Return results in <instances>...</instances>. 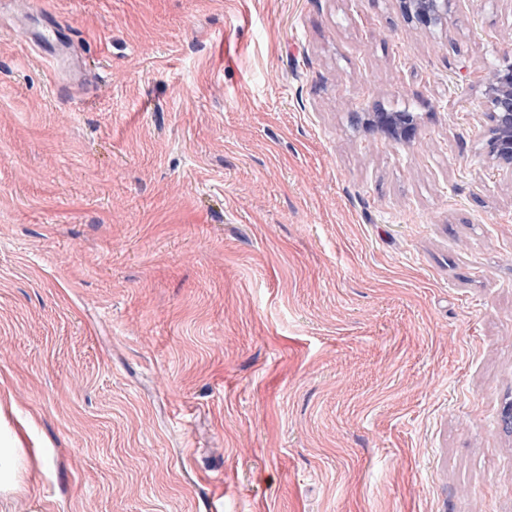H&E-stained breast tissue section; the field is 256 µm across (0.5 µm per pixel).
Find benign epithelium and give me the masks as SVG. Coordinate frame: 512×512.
<instances>
[{"instance_id":"benign-epithelium-1","label":"benign epithelium","mask_w":512,"mask_h":512,"mask_svg":"<svg viewBox=\"0 0 512 512\" xmlns=\"http://www.w3.org/2000/svg\"><path fill=\"white\" fill-rule=\"evenodd\" d=\"M468 0H399L401 12L426 31L444 30ZM483 99L487 130V157L497 171L512 176V67L486 74ZM364 122L396 141L412 140L418 121L411 112L377 109L365 113Z\"/></svg>"}]
</instances>
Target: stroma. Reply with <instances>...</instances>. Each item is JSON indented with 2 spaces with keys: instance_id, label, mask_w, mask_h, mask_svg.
I'll return each instance as SVG.
<instances>
[{
  "instance_id": "1",
  "label": "stroma",
  "mask_w": 512,
  "mask_h": 512,
  "mask_svg": "<svg viewBox=\"0 0 512 512\" xmlns=\"http://www.w3.org/2000/svg\"><path fill=\"white\" fill-rule=\"evenodd\" d=\"M0 13V512H512V0ZM416 113L397 143L355 113ZM9 11L17 19L15 28L23 46L32 49L36 55L49 67L56 68L58 65L57 55L60 51H67L66 44L61 39L60 30L47 17L44 25L35 26L32 24L34 17L44 14L38 9L37 0H9ZM470 0H399L401 12L427 32L444 30L452 17ZM487 157L497 171L512 176V67L484 79ZM8 446L0 445V493L9 494L19 488L22 468L20 449L15 448L19 439L15 435L7 438Z\"/></svg>"
}]
</instances>
